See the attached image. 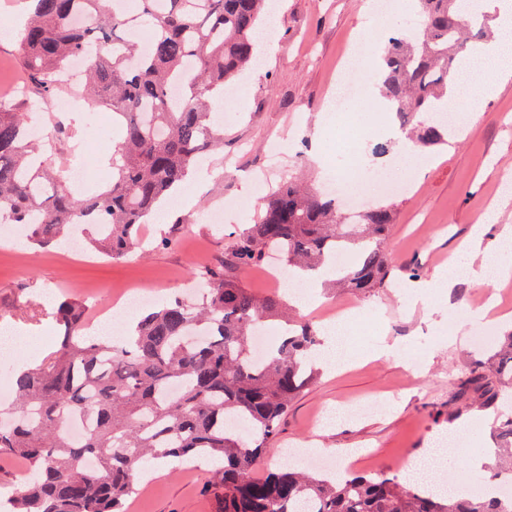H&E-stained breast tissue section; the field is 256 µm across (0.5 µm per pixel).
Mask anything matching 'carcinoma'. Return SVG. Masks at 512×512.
I'll use <instances>...</instances> for the list:
<instances>
[{"mask_svg": "<svg viewBox=\"0 0 512 512\" xmlns=\"http://www.w3.org/2000/svg\"><path fill=\"white\" fill-rule=\"evenodd\" d=\"M23 2L19 54L29 86L16 101L0 102V218L25 225L28 242L48 248L88 215L91 243L122 258L191 168L224 147L215 104L253 68L269 0H139L133 12L110 8V0ZM459 2L417 0L419 28L392 33L379 55L381 95L423 149L448 144V125L434 114L448 108L460 59L476 55L488 35L482 13L467 19ZM75 58L85 62L87 103L112 112L123 130L112 184L88 197L73 195L64 172L34 158L23 134L27 112L63 90L60 75ZM338 208L297 177L283 180L234 233L224 259L199 272L202 306L159 301L115 342L84 336L82 306L58 303L55 351L35 370L11 371L14 401L0 408V457L28 465L11 512H125L135 476L169 458L213 463L216 512H512V495L445 494L352 470L330 477L288 464L255 476L288 407L322 370L321 339L311 321L284 314L279 297L254 294L239 274L274 251L307 279L341 254L337 285L359 297L390 287L384 244L394 204L372 205L352 222L338 221ZM276 316L288 333L258 360L252 337ZM493 349L458 383L455 400L467 408L489 407L512 391V333ZM73 416L88 420L78 441L61 428ZM235 418L249 434L226 428ZM493 434L500 466L480 477L487 487L512 475V417Z\"/></svg>", "mask_w": 512, "mask_h": 512, "instance_id": "1", "label": "carcinoma"}]
</instances>
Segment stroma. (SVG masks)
<instances>
[{
    "label": "stroma",
    "instance_id": "1",
    "mask_svg": "<svg viewBox=\"0 0 512 512\" xmlns=\"http://www.w3.org/2000/svg\"><path fill=\"white\" fill-rule=\"evenodd\" d=\"M366 2L275 0L268 21L272 54L241 79L246 93L235 107L219 111L224 150L205 160L208 182L185 184L182 194L193 203L180 213L185 223L176 243L121 260L92 250L84 263L64 259L55 247L0 245V323L41 325L51 344L55 299L86 303L94 297L106 304L116 283L171 296L177 281L194 280L199 269L223 257L233 232L259 212L257 184L271 155H278L281 175H304L318 188L334 177L389 172L401 165L405 138L394 113L379 111L362 96L346 101L343 120L364 121L371 136L351 155L326 149L336 138L329 113L336 72L351 45L364 40L359 26ZM63 116L69 138L60 151L49 153V162L92 168L91 183L76 189L79 196L106 189L116 143L111 115L83 105ZM380 142L390 146L382 156L373 152ZM411 162L416 179L395 199V224L386 243L395 274L391 288L359 299L320 281L310 285L316 302L337 308L352 304L378 314L379 323L369 336L347 325L335 369L323 370L289 406L264 467H278L287 446L304 441L326 457L350 453L369 459L378 476H401L410 458L430 446H465L486 461L494 459L491 431L512 414V395L503 394L486 409L487 421L475 433L457 430L451 400L459 378L481 356L471 343L486 324L477 312V285L463 282L451 293L422 298L415 289L447 269L482 215H490L496 226L512 225V187L506 185L512 180V78L477 101L474 118L448 146L415 151ZM214 209L223 211V223H210ZM381 393L384 409L367 408L339 424L314 428L320 412ZM212 473L204 461L154 465L148 484L137 485L127 499L126 512H215L208 492Z\"/></svg>",
    "mask_w": 512,
    "mask_h": 512
}]
</instances>
